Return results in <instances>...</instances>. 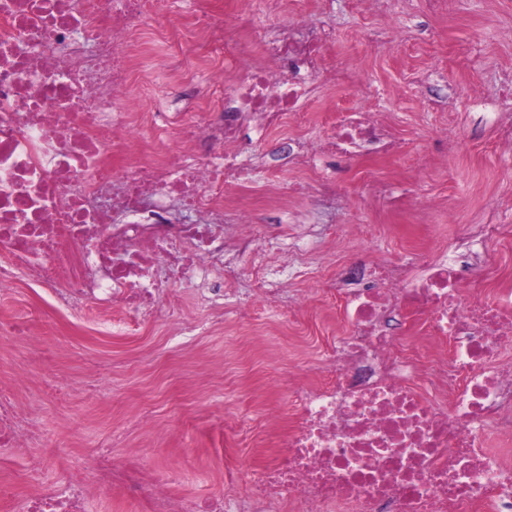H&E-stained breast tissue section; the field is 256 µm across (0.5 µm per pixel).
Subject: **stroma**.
Returning a JSON list of instances; mask_svg holds the SVG:
<instances>
[{"instance_id":"stroma-1","label":"stroma","mask_w":512,"mask_h":512,"mask_svg":"<svg viewBox=\"0 0 512 512\" xmlns=\"http://www.w3.org/2000/svg\"><path fill=\"white\" fill-rule=\"evenodd\" d=\"M326 11L335 29L327 67L350 63L365 80L318 92L308 104L314 122L289 126L288 136L318 145L326 134L319 115L368 102L391 117L406 152L391 161L337 162L345 210L292 198L287 210L274 211L265 201L266 177L257 175L246 194L258 223L285 238L313 224L340 228L356 219L368 226L372 259L401 261L419 230L408 215L374 204L372 181L378 178L392 180L402 197L451 206L456 221L438 211L430 223L437 251L454 249L463 225L512 226V153L493 151L490 119L495 112L512 113V101L499 95L512 80V0H450L433 14L424 0H380L367 13L350 0H328ZM389 12L401 21L400 38L369 42L368 30ZM287 320V312L275 314L272 329L249 343L225 337L220 324L201 336H176L157 315L119 330L94 302L79 311L57 307L19 270L0 288V393L30 414L49 441L0 448V481L14 489L11 499L0 501V512H20L25 500L88 477L97 443L111 440L116 424L144 415L151 424L129 436V452L148 468H180L178 493L222 492L215 446L226 411L249 418L264 398L275 412L288 410L287 392L272 395L266 387L267 376L304 367L300 353L274 332ZM18 321L32 324L37 353L9 337V326Z\"/></svg>"}]
</instances>
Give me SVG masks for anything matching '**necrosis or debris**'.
<instances>
[{"instance_id": "4bbe7bcc", "label": "necrosis or debris", "mask_w": 512, "mask_h": 512, "mask_svg": "<svg viewBox=\"0 0 512 512\" xmlns=\"http://www.w3.org/2000/svg\"><path fill=\"white\" fill-rule=\"evenodd\" d=\"M237 2L231 33L224 0H0V287L24 268L57 303L148 309L176 332L153 275L165 263L208 287L211 307L244 275L251 320L313 298L336 322L302 343L315 380L289 379L288 431L245 494L181 497L177 471L103 452L92 484L24 512H83L112 487L149 512H512V280L489 287L482 262L464 276L426 248L373 261L363 241L323 279L307 237L267 245V225L228 197L256 175L242 132L264 143L304 115L336 78L334 36L319 10L304 30L283 25L300 0H261L278 22L257 30L253 0ZM397 150L391 121L364 105L289 158L303 170Z\"/></svg>"}]
</instances>
